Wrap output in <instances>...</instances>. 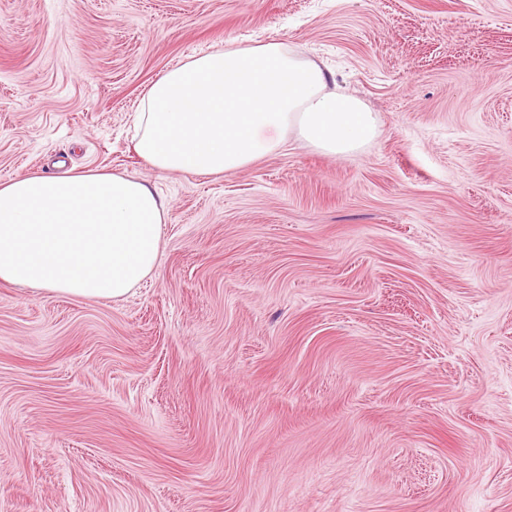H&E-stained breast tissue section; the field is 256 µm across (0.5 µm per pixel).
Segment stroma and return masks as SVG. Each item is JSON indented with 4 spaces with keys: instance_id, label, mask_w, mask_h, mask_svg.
Returning a JSON list of instances; mask_svg holds the SVG:
<instances>
[{
    "instance_id": "obj_1",
    "label": "stroma",
    "mask_w": 512,
    "mask_h": 512,
    "mask_svg": "<svg viewBox=\"0 0 512 512\" xmlns=\"http://www.w3.org/2000/svg\"><path fill=\"white\" fill-rule=\"evenodd\" d=\"M247 38L378 136L148 166L149 85ZM88 169L166 198L159 263L0 282V512H512V0H0V182Z\"/></svg>"
}]
</instances>
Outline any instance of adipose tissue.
Wrapping results in <instances>:
<instances>
[{"label": "adipose tissue", "instance_id": "obj_1", "mask_svg": "<svg viewBox=\"0 0 512 512\" xmlns=\"http://www.w3.org/2000/svg\"><path fill=\"white\" fill-rule=\"evenodd\" d=\"M318 63L281 42L236 44L169 68L134 117V149L167 173L221 175L296 139L328 156L358 152L378 120L331 89ZM166 199L146 180L99 170L0 183V281L120 300L157 267Z\"/></svg>", "mask_w": 512, "mask_h": 512}]
</instances>
